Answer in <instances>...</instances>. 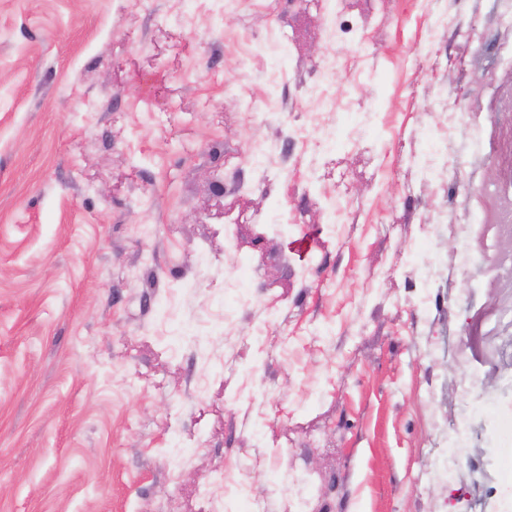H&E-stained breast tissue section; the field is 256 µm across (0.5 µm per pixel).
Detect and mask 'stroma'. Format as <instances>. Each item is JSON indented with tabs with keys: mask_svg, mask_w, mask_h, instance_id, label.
I'll return each mask as SVG.
<instances>
[{
	"mask_svg": "<svg viewBox=\"0 0 512 512\" xmlns=\"http://www.w3.org/2000/svg\"><path fill=\"white\" fill-rule=\"evenodd\" d=\"M507 15L0 0V512H512Z\"/></svg>",
	"mask_w": 512,
	"mask_h": 512,
	"instance_id": "obj_1",
	"label": "stroma"
}]
</instances>
